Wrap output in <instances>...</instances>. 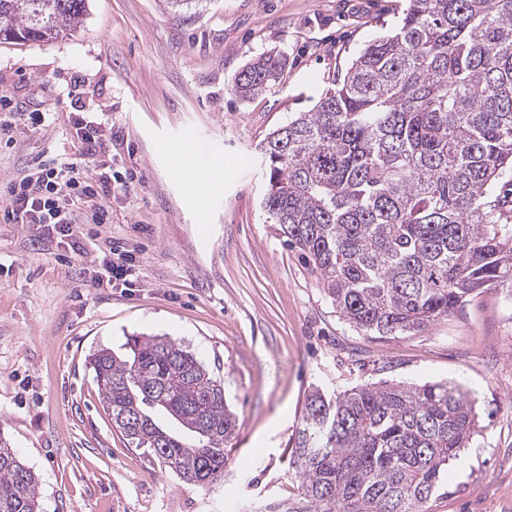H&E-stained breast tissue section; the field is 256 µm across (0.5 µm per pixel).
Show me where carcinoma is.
Masks as SVG:
<instances>
[{
  "label": "carcinoma",
  "mask_w": 512,
  "mask_h": 512,
  "mask_svg": "<svg viewBox=\"0 0 512 512\" xmlns=\"http://www.w3.org/2000/svg\"><path fill=\"white\" fill-rule=\"evenodd\" d=\"M88 10L89 0H0V43L53 41ZM285 64L274 51L253 59L235 95L264 94ZM262 151L275 231L362 333H421L512 279V212L492 194L512 178V0H408L398 27ZM89 366L130 444L188 484L224 473L237 416L191 352L141 335L127 356L101 348ZM479 432L459 384L315 388L288 462L297 493L254 512H429L448 464ZM0 512H40L37 476L2 437Z\"/></svg>",
  "instance_id": "obj_1"
}]
</instances>
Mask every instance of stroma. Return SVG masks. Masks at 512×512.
I'll return each instance as SVG.
<instances>
[{"label": "stroma", "mask_w": 512, "mask_h": 512, "mask_svg": "<svg viewBox=\"0 0 512 512\" xmlns=\"http://www.w3.org/2000/svg\"><path fill=\"white\" fill-rule=\"evenodd\" d=\"M76 31L0 43V95L51 113L0 147V187L38 156L81 160L70 114H107L112 168L131 182L112 221L66 243L0 223V436L39 479L40 512H246L293 494V434L308 392L359 383L455 382L482 431L448 467L430 512H512V283L474 295L414 335L366 336L337 312L262 205L269 132L310 110L407 0H89ZM283 52L282 81L250 102L232 86L250 60ZM52 84L53 95L41 84ZM224 160V184L190 189L176 145ZM134 250L135 286L92 284L91 262ZM161 335L224 384L238 417L223 481L202 488L132 447L100 403L87 359Z\"/></svg>", "instance_id": "stroma-1"}]
</instances>
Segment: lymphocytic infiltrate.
<instances>
[{
    "label": "lymphocytic infiltrate",
    "instance_id": "1",
    "mask_svg": "<svg viewBox=\"0 0 512 512\" xmlns=\"http://www.w3.org/2000/svg\"><path fill=\"white\" fill-rule=\"evenodd\" d=\"M70 124L84 147L82 163L52 157L29 164L0 194L1 224H31L61 241L75 236L80 225L109 223L108 200L129 191L125 183L113 186L112 162L98 154L109 120L78 111Z\"/></svg>",
    "mask_w": 512,
    "mask_h": 512
}]
</instances>
